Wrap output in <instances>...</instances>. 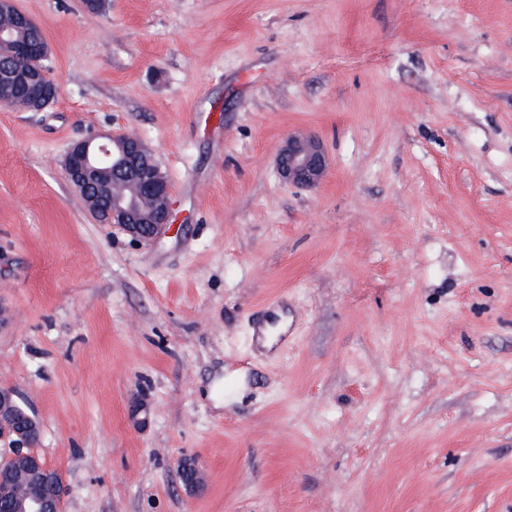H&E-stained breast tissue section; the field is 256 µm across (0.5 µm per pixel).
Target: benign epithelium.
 <instances>
[{"label": "benign epithelium", "instance_id": "7a95c632", "mask_svg": "<svg viewBox=\"0 0 512 512\" xmlns=\"http://www.w3.org/2000/svg\"><path fill=\"white\" fill-rule=\"evenodd\" d=\"M0 15L12 20V26L0 24V48L9 45L18 55L39 57L40 66L25 72L31 93L13 96L0 90V106L17 112H41L59 93V86L48 76L49 45L42 41L34 48L17 43L14 28L32 27L36 22L17 7L16 0H0ZM64 177L87 203L92 214L98 207L106 208L108 224L141 243L158 240L169 228L172 219L170 185L166 173L151 148L131 135H93L73 142L62 162ZM276 170L289 185L312 189L326 177L328 156L323 142L314 134L296 132L288 136L276 156ZM16 390H0V438L10 432V405ZM18 456L23 465L41 476L38 492L14 479V471L0 467V492L13 496L22 512H61L66 487L58 481L40 457L24 449L34 447L31 440L20 436ZM179 476L186 487L194 491L204 483L200 469L182 460Z\"/></svg>", "mask_w": 512, "mask_h": 512}]
</instances>
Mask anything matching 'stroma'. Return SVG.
Returning a JSON list of instances; mask_svg holds the SVG:
<instances>
[{"mask_svg": "<svg viewBox=\"0 0 512 512\" xmlns=\"http://www.w3.org/2000/svg\"><path fill=\"white\" fill-rule=\"evenodd\" d=\"M17 5L60 93L0 107V389L63 512H512V0ZM93 132L154 150L159 241L66 182ZM276 170L281 180L289 185L305 189L317 187L328 171L323 142L311 133L289 135L276 156Z\"/></svg>", "mask_w": 512, "mask_h": 512, "instance_id": "35a3bbf8", "label": "stroma"}]
</instances>
